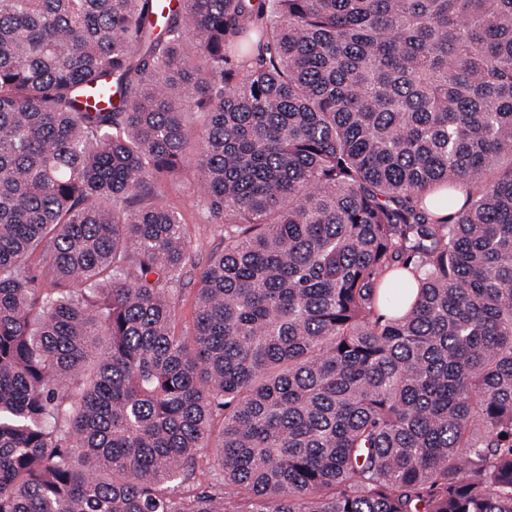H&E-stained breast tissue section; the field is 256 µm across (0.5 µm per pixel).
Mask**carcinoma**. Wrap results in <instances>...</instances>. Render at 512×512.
Instances as JSON below:
<instances>
[{"label": "carcinoma", "instance_id": "carcinoma-1", "mask_svg": "<svg viewBox=\"0 0 512 512\" xmlns=\"http://www.w3.org/2000/svg\"><path fill=\"white\" fill-rule=\"evenodd\" d=\"M0 512H512V0H0ZM191 181L192 175L187 173L184 176L183 182L180 184V186L171 191L168 198L169 204L183 214L185 222L188 224V231L193 241L192 245L194 246V251L196 253L198 262L197 269L191 270V272L185 278L184 285L179 287L183 288L181 290L178 305L180 329H184L185 326L189 327L191 325V320L193 318L195 308L197 280L199 278L200 271L206 264L210 254L223 248L219 231L220 228L204 236H197V229L195 224L197 222V214L192 208V198L187 196L185 192L186 185H188Z\"/></svg>", "mask_w": 512, "mask_h": 512}]
</instances>
